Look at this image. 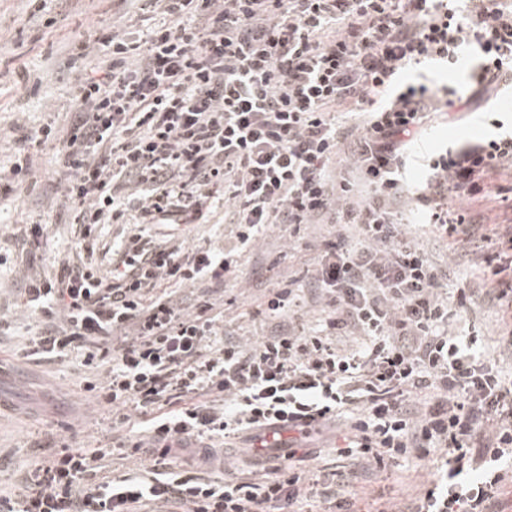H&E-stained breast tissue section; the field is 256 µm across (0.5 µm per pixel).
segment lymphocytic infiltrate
Instances as JSON below:
<instances>
[{
  "mask_svg": "<svg viewBox=\"0 0 512 512\" xmlns=\"http://www.w3.org/2000/svg\"><path fill=\"white\" fill-rule=\"evenodd\" d=\"M149 26L106 42L85 79L63 141L61 187L79 226L80 259L20 289L39 325L27 356L62 360L78 350L105 367L85 386L117 425L146 417L130 437L152 456L150 477L99 482L111 445H67L26 471L0 512H132L141 502L181 512H297L317 497L331 512H359L355 483L402 459L432 465L410 504L376 512H501L512 485V379L482 341L448 328V308L472 294L439 288L437 269L408 236L412 222L468 244L470 212L488 174L512 163V127L492 120L477 142L406 167L436 114L512 92V0H146ZM463 71V85L435 71ZM348 146L356 179L331 175ZM413 206L404 209V196ZM229 204L231 249L165 246L166 224H198ZM324 217L327 243L314 285L327 306L321 328L291 326L257 340L228 336L209 300L186 311L164 281L224 286L243 252L278 224ZM124 224L111 276L96 262L99 227ZM357 330L356 347L340 336ZM346 419L342 463L318 474L295 461L304 441ZM295 432L285 440L284 432ZM270 440L263 477L215 480L176 471L174 455L199 448L224 467L241 437Z\"/></svg>",
  "mask_w": 512,
  "mask_h": 512,
  "instance_id": "obj_1",
  "label": "lymphocytic infiltrate"
}]
</instances>
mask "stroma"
I'll return each mask as SVG.
<instances>
[{"label": "stroma", "instance_id": "obj_1", "mask_svg": "<svg viewBox=\"0 0 512 512\" xmlns=\"http://www.w3.org/2000/svg\"><path fill=\"white\" fill-rule=\"evenodd\" d=\"M143 0H0V170L9 171L19 132H33L54 124L65 133L75 96L90 76L103 43L123 32L142 13ZM483 105L467 112L436 115L422 141L436 146L478 141L489 132L482 121ZM62 141L31 146L32 173L9 194L0 195V496L17 494L31 464L47 456L46 445L58 436L86 448L111 438L110 410L94 406L84 389L93 373L80 359L36 361L24 350L36 329L34 316L21 307L17 284L28 276L50 273L55 256L74 251L76 227L64 203L60 185L66 177ZM489 192L475 198L454 199L467 208L483 232L493 233L491 250L501 266L512 265V203L504 195L512 187V167L504 165L487 178ZM48 224L40 260L22 261L20 238L27 224ZM184 245L212 241L227 247L236 242L234 225L225 223L223 207L213 208L208 223L171 227ZM331 225H301L266 231L244 252L223 290L211 293L216 311L224 316L225 332L252 339L278 330L279 320L265 317L262 303L267 289L289 286L306 289L331 239ZM409 235L436 265L452 274L448 288H469L475 302L448 316L450 330L481 336L488 357L505 373H512V356L500 353L495 341L512 325V308L490 305L484 299L495 287L483 253L460 255L456 244L440 240L432 227L413 226ZM429 472L416 463L375 474L355 487L360 506L377 499L403 502L411 498Z\"/></svg>", "mask_w": 512, "mask_h": 512}]
</instances>
